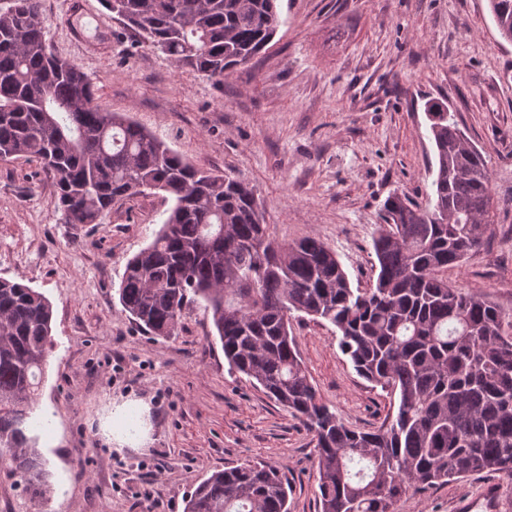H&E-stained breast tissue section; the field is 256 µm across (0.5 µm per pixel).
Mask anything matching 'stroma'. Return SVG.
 Listing matches in <instances>:
<instances>
[{
	"instance_id": "35a3bbf8",
	"label": "stroma",
	"mask_w": 512,
	"mask_h": 512,
	"mask_svg": "<svg viewBox=\"0 0 512 512\" xmlns=\"http://www.w3.org/2000/svg\"><path fill=\"white\" fill-rule=\"evenodd\" d=\"M81 2L40 8L54 53L81 67L98 103L195 167L249 182L271 238H319L359 288L372 281L387 197L426 200L434 153L424 103L446 99L487 160L498 204L487 239L448 280L512 314V44L500 41L487 0H278L272 42L221 81L140 43L101 0ZM54 192L39 163L0 161V277L42 293L54 311L31 415L48 483L29 490L0 464V512H184L211 472L257 459L285 473L289 512H318L311 434L229 372L203 306L184 311L176 335L157 337L119 302L127 261L171 206L165 193L122 199L76 227L62 223ZM291 333L344 423L379 428L390 399L356 374L332 326L296 317ZM127 400L149 409L138 448L115 447L101 428ZM487 483L512 512V482L494 474L409 493L396 512H453Z\"/></svg>"
}]
</instances>
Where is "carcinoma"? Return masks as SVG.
Segmentation results:
<instances>
[{
	"label": "carcinoma",
	"mask_w": 512,
	"mask_h": 512,
	"mask_svg": "<svg viewBox=\"0 0 512 512\" xmlns=\"http://www.w3.org/2000/svg\"><path fill=\"white\" fill-rule=\"evenodd\" d=\"M178 67L209 79L248 63L280 24L277 0H102ZM512 43V0H488ZM39 0H0V159L54 174L65 224H98L118 199L171 200L153 241L128 260L123 309L154 336L175 335L205 303L232 374H242L316 442L319 512H396L413 490L480 473L512 481V316L448 284L495 222L488 163L448 103H425L436 165L425 204H384L374 277L353 287L336 252L266 233L254 188L201 170L127 114L102 108L87 75L55 55ZM331 324L356 373L390 398L388 423L355 430L323 402L291 336L293 313ZM51 303L0 278V459L40 486L46 460L26 434L43 378ZM184 512H288V481L267 461L212 472Z\"/></svg>",
	"instance_id": "cac0c4a2"
}]
</instances>
